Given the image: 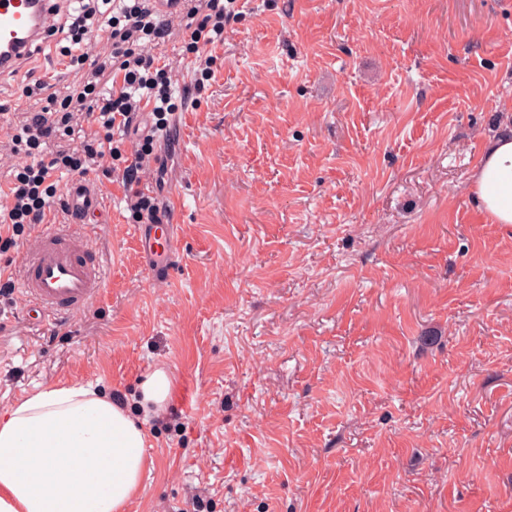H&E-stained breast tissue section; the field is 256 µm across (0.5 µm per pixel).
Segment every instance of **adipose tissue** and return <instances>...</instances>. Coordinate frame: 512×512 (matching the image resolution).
Returning a JSON list of instances; mask_svg holds the SVG:
<instances>
[{"label":"adipose tissue","mask_w":512,"mask_h":512,"mask_svg":"<svg viewBox=\"0 0 512 512\" xmlns=\"http://www.w3.org/2000/svg\"><path fill=\"white\" fill-rule=\"evenodd\" d=\"M480 211L512 225V129L470 177ZM145 418L93 384L36 387L0 412V512H124L146 469Z\"/></svg>","instance_id":"1"}]
</instances>
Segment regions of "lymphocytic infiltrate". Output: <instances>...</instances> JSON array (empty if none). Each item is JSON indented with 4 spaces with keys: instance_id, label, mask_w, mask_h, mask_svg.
Returning <instances> with one entry per match:
<instances>
[{
    "instance_id": "lymphocytic-infiltrate-1",
    "label": "lymphocytic infiltrate",
    "mask_w": 512,
    "mask_h": 512,
    "mask_svg": "<svg viewBox=\"0 0 512 512\" xmlns=\"http://www.w3.org/2000/svg\"><path fill=\"white\" fill-rule=\"evenodd\" d=\"M111 3L117 9L109 14L104 7ZM224 12L223 0H186V17L194 22L186 51L195 56L200 71L195 92H203L214 74L217 58L207 48L224 40ZM103 25L108 28L109 49L96 54L85 51L89 33ZM65 26L68 44L59 51L60 63L79 70L81 79L63 90L40 78L29 84L27 95L39 109L18 126L11 138L13 149L28 155L53 141L74 136L75 117L84 110L95 113L104 133L81 141L79 146L57 150L48 161L21 166L9 192L12 204L0 210L1 225L50 223L55 216V170L83 173L96 159L116 156L114 133L132 123L142 101L152 102L159 117L175 109L163 69L156 66L153 55L137 49L143 40L156 48L163 46L173 33L169 24L158 20L150 0H78L69 9ZM117 75L122 78L121 86L102 92V84ZM153 159L152 145H145L122 172L133 216L142 224L156 221L158 214L155 202L141 189L142 175Z\"/></svg>"
}]
</instances>
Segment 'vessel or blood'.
<instances>
[{"instance_id":"obj_1","label":"vessel or blood","mask_w":512,"mask_h":512,"mask_svg":"<svg viewBox=\"0 0 512 512\" xmlns=\"http://www.w3.org/2000/svg\"><path fill=\"white\" fill-rule=\"evenodd\" d=\"M66 6L67 0H0L1 76L34 56ZM64 203L73 223H97L100 202L90 182L72 181ZM138 242L150 274L171 277L176 241L170 207L162 208L159 223L139 226ZM101 281L102 268L87 241L56 226L39 233L36 247L21 262L17 285L36 311L63 320L92 303Z\"/></svg>"}]
</instances>
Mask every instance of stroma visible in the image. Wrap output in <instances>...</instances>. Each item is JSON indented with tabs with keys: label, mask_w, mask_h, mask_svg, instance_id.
Masks as SVG:
<instances>
[{
	"label": "stroma",
	"mask_w": 512,
	"mask_h": 512,
	"mask_svg": "<svg viewBox=\"0 0 512 512\" xmlns=\"http://www.w3.org/2000/svg\"><path fill=\"white\" fill-rule=\"evenodd\" d=\"M155 54L178 120L145 191L174 211L153 281L110 159L84 178L103 221L57 223L103 263L58 322L0 299V411L80 379L149 415L126 512H512V226L470 173L512 104V0H239L195 95L183 21ZM54 41L0 76V206L11 137ZM171 391L172 382L166 372L163 370L153 372L143 384L142 398L139 399L142 411L162 409L169 399Z\"/></svg>",
	"instance_id": "1"
}]
</instances>
